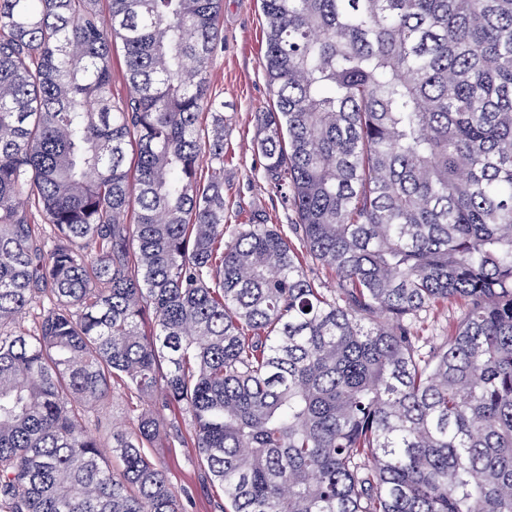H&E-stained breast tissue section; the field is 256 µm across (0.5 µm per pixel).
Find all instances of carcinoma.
I'll return each instance as SVG.
<instances>
[{
    "instance_id": "cac0c4a2",
    "label": "carcinoma",
    "mask_w": 512,
    "mask_h": 512,
    "mask_svg": "<svg viewBox=\"0 0 512 512\" xmlns=\"http://www.w3.org/2000/svg\"><path fill=\"white\" fill-rule=\"evenodd\" d=\"M99 2L0 0V512H186L167 411L223 512H512V0H261L284 227L224 217L223 0ZM460 315L459 305L450 307L448 305H438L430 308L421 314V319L416 323V327L423 340H430L432 336H446L456 325ZM132 402L136 403V399H129L122 391L116 390L103 409L91 414L93 436L108 446L112 441L113 432L133 431L136 421L134 414L130 411Z\"/></svg>"
}]
</instances>
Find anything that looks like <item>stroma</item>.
Returning <instances> with one entry per match:
<instances>
[{
  "label": "stroma",
  "instance_id": "obj_1",
  "mask_svg": "<svg viewBox=\"0 0 512 512\" xmlns=\"http://www.w3.org/2000/svg\"><path fill=\"white\" fill-rule=\"evenodd\" d=\"M219 25L224 41L211 60L209 78L212 95L224 102L225 215L233 222L259 207L273 223L289 224L295 219L292 210L259 188L258 158L252 144L256 113L273 107L262 67L266 25L260 0H224ZM131 406V399L116 392L103 409L92 413L93 436L107 444L113 432L133 431L136 421ZM149 453L174 494L188 499V512H220L224 495L217 488L203 486L194 448L173 446L161 437Z\"/></svg>",
  "mask_w": 512,
  "mask_h": 512
}]
</instances>
